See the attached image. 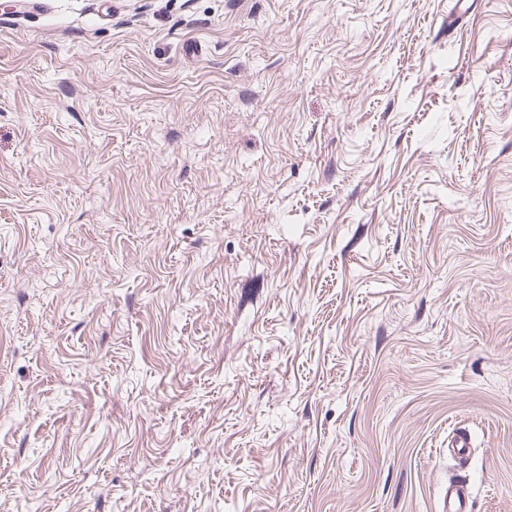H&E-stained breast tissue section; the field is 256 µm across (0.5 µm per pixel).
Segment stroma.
<instances>
[{
	"label": "stroma",
	"mask_w": 512,
	"mask_h": 512,
	"mask_svg": "<svg viewBox=\"0 0 512 512\" xmlns=\"http://www.w3.org/2000/svg\"><path fill=\"white\" fill-rule=\"evenodd\" d=\"M452 480L512 512V0H0V512Z\"/></svg>",
	"instance_id": "obj_1"
}]
</instances>
